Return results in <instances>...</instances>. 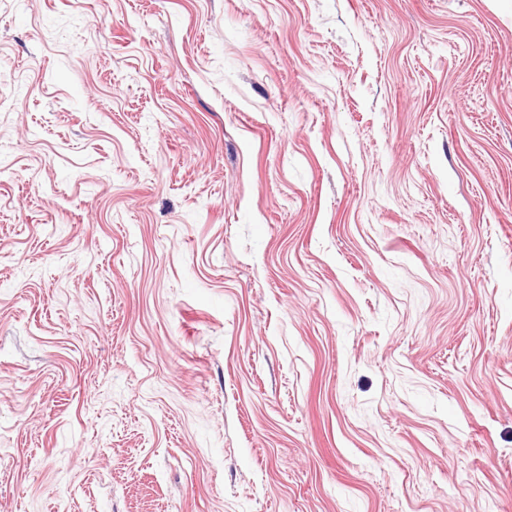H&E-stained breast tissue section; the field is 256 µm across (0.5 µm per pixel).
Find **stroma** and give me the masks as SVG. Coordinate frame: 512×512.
I'll use <instances>...</instances> for the list:
<instances>
[{
    "instance_id": "stroma-1",
    "label": "stroma",
    "mask_w": 512,
    "mask_h": 512,
    "mask_svg": "<svg viewBox=\"0 0 512 512\" xmlns=\"http://www.w3.org/2000/svg\"><path fill=\"white\" fill-rule=\"evenodd\" d=\"M0 512H512V0H0Z\"/></svg>"
}]
</instances>
